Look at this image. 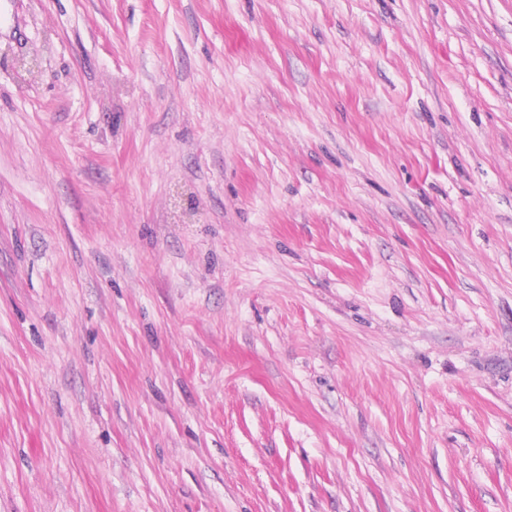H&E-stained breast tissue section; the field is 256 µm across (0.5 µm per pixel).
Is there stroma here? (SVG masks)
Instances as JSON below:
<instances>
[{
  "label": "stroma",
  "instance_id": "obj_1",
  "mask_svg": "<svg viewBox=\"0 0 512 512\" xmlns=\"http://www.w3.org/2000/svg\"><path fill=\"white\" fill-rule=\"evenodd\" d=\"M0 512H512V0H0Z\"/></svg>",
  "mask_w": 512,
  "mask_h": 512
}]
</instances>
